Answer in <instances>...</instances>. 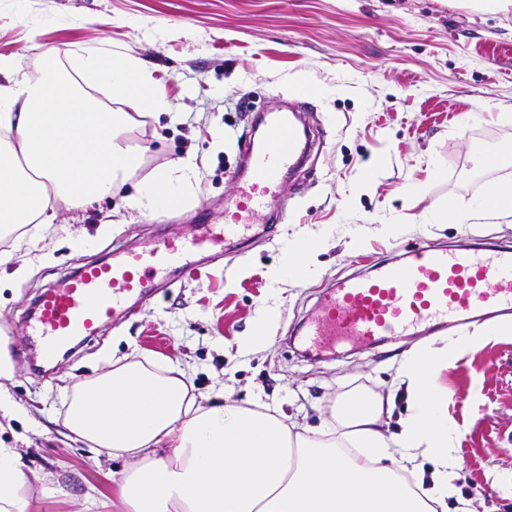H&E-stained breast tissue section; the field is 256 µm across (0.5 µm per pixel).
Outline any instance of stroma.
<instances>
[{
    "mask_svg": "<svg viewBox=\"0 0 512 512\" xmlns=\"http://www.w3.org/2000/svg\"><path fill=\"white\" fill-rule=\"evenodd\" d=\"M111 45L142 60L169 111L133 114L124 131L140 166L121 191L84 209L58 204L41 230L0 236V448L14 449L28 480L29 512H82L91 490L115 498L126 461L96 452L65 426L75 385L109 361L144 355L181 363L206 402L260 401L319 428L337 400L385 395L420 339L408 336L336 354L295 331L317 312L319 292L369 272L410 245L486 243L512 248V216L477 209L487 191L512 185V7L483 12L465 0H0V54L38 75L46 50ZM303 102L312 142L277 200L287 215L222 260L170 275L138 313L107 322L99 338L44 361L24 334L35 302L89 262L185 237L224 221V203L248 143L270 116ZM197 177L178 211L151 218L126 199L154 171L186 155ZM469 214L444 223L447 208ZM327 228L314 278L273 282L293 235ZM363 233L359 248L349 243ZM30 263V276L13 277ZM279 322L269 348L240 349L260 307ZM455 428V512H512V337L472 351L442 375ZM46 487L55 496H43Z\"/></svg>",
    "mask_w": 512,
    "mask_h": 512,
    "instance_id": "35a3bbf8",
    "label": "stroma"
}]
</instances>
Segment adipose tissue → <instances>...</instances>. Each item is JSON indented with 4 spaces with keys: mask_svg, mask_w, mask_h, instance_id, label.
<instances>
[{
    "mask_svg": "<svg viewBox=\"0 0 512 512\" xmlns=\"http://www.w3.org/2000/svg\"><path fill=\"white\" fill-rule=\"evenodd\" d=\"M31 78L0 55V229L41 224L52 202L79 207L114 194L140 157L123 139L129 108L148 114L169 103L142 62L111 46L75 51V75L47 51ZM106 88L116 108L94 105L86 91ZM193 157L140 183L129 205L165 212L195 180ZM325 238L289 240L275 280L314 276L309 257ZM512 335L511 325L407 352L396 381L405 390L400 430L394 395L360 396L334 407L333 426L313 432L262 405H209L189 392L182 364L113 361L81 383L65 425L91 447L131 461L119 478L124 512H447L458 474L448 459L454 429L438 384L467 352ZM433 465L432 486L414 489L402 470ZM16 453L0 448V512H28Z\"/></svg>",
    "mask_w": 512,
    "mask_h": 512,
    "instance_id": "1",
    "label": "adipose tissue"
}]
</instances>
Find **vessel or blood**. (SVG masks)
<instances>
[{
	"label": "vessel or blood",
	"instance_id": "b4317fda",
	"mask_svg": "<svg viewBox=\"0 0 512 512\" xmlns=\"http://www.w3.org/2000/svg\"><path fill=\"white\" fill-rule=\"evenodd\" d=\"M298 141L290 115L268 125L247 155L251 177L218 227L191 239L161 240L148 251L127 252L109 264H87L48 288L31 325L45 359L75 340L97 336L106 319L127 315L132 306L152 299L170 270L192 269L196 252L224 256L232 243L248 240L251 217L271 208L283 171L298 164ZM509 315L512 250L419 245L381 261L370 275L352 276L326 289L319 314L304 334L310 343L329 348L352 338L370 346Z\"/></svg>",
	"mask_w": 512,
	"mask_h": 512
}]
</instances>
